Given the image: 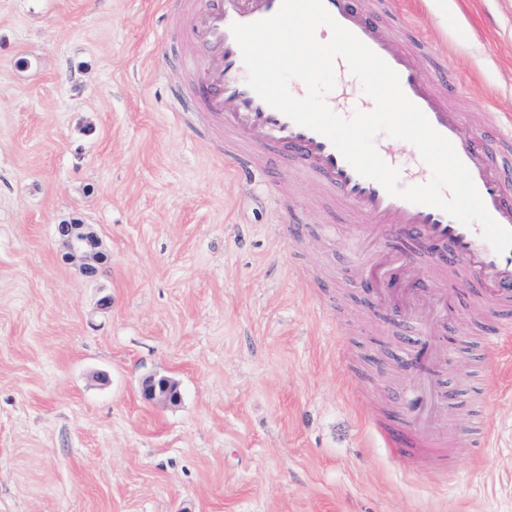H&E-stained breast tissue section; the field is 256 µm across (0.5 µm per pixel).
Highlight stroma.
Masks as SVG:
<instances>
[{"mask_svg": "<svg viewBox=\"0 0 512 512\" xmlns=\"http://www.w3.org/2000/svg\"><path fill=\"white\" fill-rule=\"evenodd\" d=\"M408 2L413 35L381 29L447 55L474 89L449 108L512 115V0ZM188 51L162 0H0V512H512V397L467 347L488 309L462 297L433 366L463 392L455 471L393 458L368 421L419 334L359 288L341 200L272 149L227 167ZM74 219L96 278L60 258ZM153 375L178 403L143 400ZM55 236L62 242L65 249V259L86 258L90 260L85 266V272L94 277L98 269L95 264L102 263L105 257L99 251L98 238L88 229L85 224L72 222L70 224H58L54 227Z\"/></svg>", "mask_w": 512, "mask_h": 512, "instance_id": "stroma-1", "label": "stroma"}]
</instances>
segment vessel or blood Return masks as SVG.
<instances>
[{
	"label": "vessel or blood",
	"instance_id": "vessel-or-blood-1",
	"mask_svg": "<svg viewBox=\"0 0 512 512\" xmlns=\"http://www.w3.org/2000/svg\"><path fill=\"white\" fill-rule=\"evenodd\" d=\"M325 9L343 27L360 38L400 76L406 96L426 115L430 124L453 144L468 168L490 215L512 229V193L502 173L512 167V117L506 130L479 133L462 113L441 101L433 81H447L446 55L432 58L433 80L423 79L418 54L396 49L381 37L379 20L358 0H323ZM281 0H164L169 20L189 32L186 66L197 83L206 121L226 131L244 150L264 145L282 151L290 167L313 178L337 194L358 216L365 218L364 239L380 242L412 233L428 245L423 258L449 283L481 286V301L491 304L495 316L480 335V348L499 352L512 336V250L496 253L483 237L480 225L464 226L443 211L390 196L376 181L360 176L324 135L293 122L267 105L246 84L247 71L232 34L235 23H250L273 16ZM408 255L365 253L364 265L381 282L377 299L401 296L402 315L419 317L423 340L411 345L400 366L412 382L401 393L400 404L409 413L404 421H387L376 430L394 457L421 463L433 458L441 469H453L446 452L447 431L440 426L436 408L443 400L435 388L430 360L439 353L436 338L448 317V291L436 289L435 304L422 310L433 275L409 267Z\"/></svg>",
	"mask_w": 512,
	"mask_h": 512
}]
</instances>
